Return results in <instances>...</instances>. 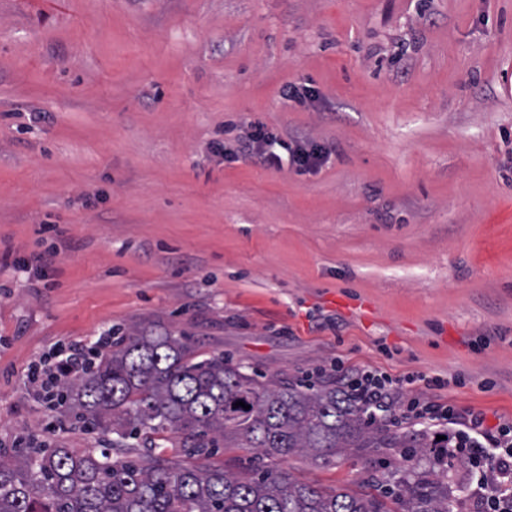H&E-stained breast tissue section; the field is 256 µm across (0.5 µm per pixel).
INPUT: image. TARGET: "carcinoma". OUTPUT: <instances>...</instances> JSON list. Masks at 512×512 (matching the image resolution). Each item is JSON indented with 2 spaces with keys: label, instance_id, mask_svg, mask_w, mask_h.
Returning a JSON list of instances; mask_svg holds the SVG:
<instances>
[{
  "label": "carcinoma",
  "instance_id": "1",
  "mask_svg": "<svg viewBox=\"0 0 512 512\" xmlns=\"http://www.w3.org/2000/svg\"><path fill=\"white\" fill-rule=\"evenodd\" d=\"M57 397L92 427L122 439L167 431L200 460L221 444L268 459L302 453L315 463L350 448L426 447L374 425L342 385L260 381L222 353L197 360L186 337L147 328L96 348L79 375L60 380ZM390 502L401 512H451L439 481L408 479L375 495L326 492L276 469L240 475L152 455L119 461L108 448L0 455V512H392Z\"/></svg>",
  "mask_w": 512,
  "mask_h": 512
}]
</instances>
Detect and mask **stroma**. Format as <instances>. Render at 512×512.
<instances>
[{
  "label": "stroma",
  "mask_w": 512,
  "mask_h": 512,
  "mask_svg": "<svg viewBox=\"0 0 512 512\" xmlns=\"http://www.w3.org/2000/svg\"><path fill=\"white\" fill-rule=\"evenodd\" d=\"M259 124L322 165L245 158ZM134 326L291 381L438 378L397 408L512 422V0H0V452L189 464L81 427L30 374ZM278 466L466 494L429 451Z\"/></svg>",
  "instance_id": "obj_1"
}]
</instances>
